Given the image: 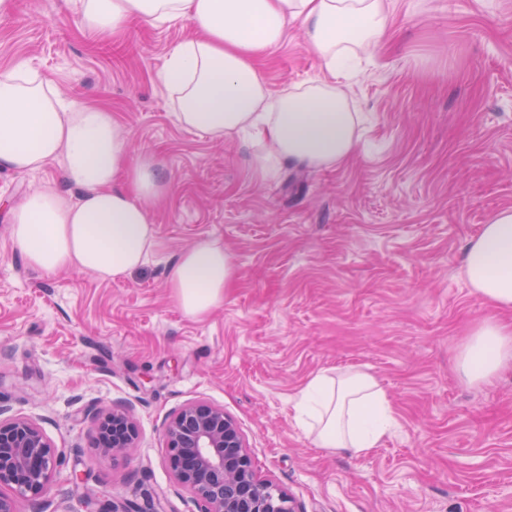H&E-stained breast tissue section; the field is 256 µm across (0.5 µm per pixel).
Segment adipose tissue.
<instances>
[{"label":"adipose tissue","mask_w":512,"mask_h":512,"mask_svg":"<svg viewBox=\"0 0 512 512\" xmlns=\"http://www.w3.org/2000/svg\"><path fill=\"white\" fill-rule=\"evenodd\" d=\"M75 7L91 31L135 20L190 23L194 37L173 50L161 73L177 119L216 138L245 135L255 179H272L287 163L329 169L354 155L361 117L335 78L385 37L390 0H77ZM294 24L329 76L274 95L256 63ZM54 163L79 196L38 190L11 208L10 237L27 265L103 280L143 265L156 245L146 203L165 189L157 163L131 159L111 113L60 99L37 73L1 71L0 171L34 173ZM462 271L492 310L458 357L460 373L479 385L512 365V325L497 319L512 312V208L471 240ZM234 274L223 243L205 239L180 256L168 286L187 316L201 318L223 303ZM294 408L320 447L357 456L377 447L394 421L386 391L360 369L313 375Z\"/></svg>","instance_id":"obj_1"}]
</instances>
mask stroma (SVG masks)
<instances>
[{
  "label": "stroma",
  "mask_w": 512,
  "mask_h": 512,
  "mask_svg": "<svg viewBox=\"0 0 512 512\" xmlns=\"http://www.w3.org/2000/svg\"><path fill=\"white\" fill-rule=\"evenodd\" d=\"M186 22L82 29L72 0H17L0 17V71L37 72L65 99L111 112L168 187L150 209L157 245L110 281L30 268L9 207L60 167L0 174V407L32 418L59 453L51 512L133 503L196 512L174 481L163 431L183 405L223 407L259 479L297 512H512V367L468 384L456 356L490 314L464 250L512 208V0H395L387 35L344 79L366 120L333 169L284 167L264 183L238 138L182 126L159 73ZM271 91L323 77L298 27L259 61ZM236 267L201 319L168 273L197 241ZM357 368L386 390L395 424L362 456L317 447L293 398L314 374ZM127 406V458L92 448L91 418ZM83 484L69 483L72 470Z\"/></svg>",
  "instance_id": "obj_1"
}]
</instances>
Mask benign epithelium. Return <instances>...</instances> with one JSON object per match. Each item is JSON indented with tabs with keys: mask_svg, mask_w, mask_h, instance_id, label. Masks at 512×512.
I'll return each mask as SVG.
<instances>
[{
	"mask_svg": "<svg viewBox=\"0 0 512 512\" xmlns=\"http://www.w3.org/2000/svg\"><path fill=\"white\" fill-rule=\"evenodd\" d=\"M0 512H17L16 497L40 503L55 474L57 451L27 417H1ZM94 447L117 457L133 447L136 423L124 408L93 420ZM168 464L177 484L194 498L197 512H295L279 488L260 480L236 422L207 402L183 406L165 426Z\"/></svg>",
	"mask_w": 512,
	"mask_h": 512,
	"instance_id": "1",
	"label": "benign epithelium"
}]
</instances>
